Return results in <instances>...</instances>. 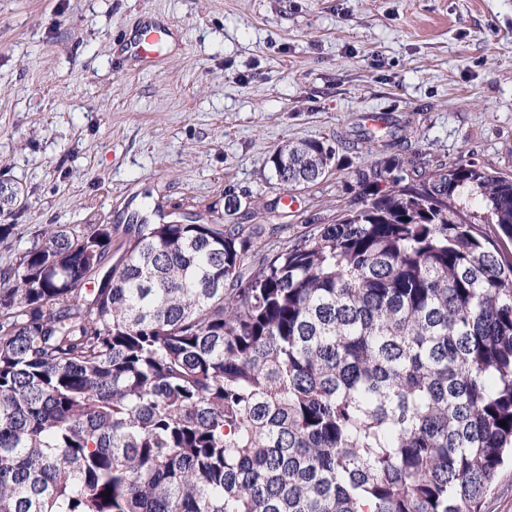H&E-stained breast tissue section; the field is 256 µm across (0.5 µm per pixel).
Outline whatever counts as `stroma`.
Here are the masks:
<instances>
[{"mask_svg":"<svg viewBox=\"0 0 512 512\" xmlns=\"http://www.w3.org/2000/svg\"><path fill=\"white\" fill-rule=\"evenodd\" d=\"M155 16L173 39L144 71L126 44ZM370 113L429 162L512 172V0H0V179L25 240L108 224L120 242L147 197L298 238L354 205L372 158L339 152L276 217L271 155Z\"/></svg>","mask_w":512,"mask_h":512,"instance_id":"35a3bbf8","label":"stroma"}]
</instances>
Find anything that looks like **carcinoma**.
<instances>
[{"instance_id": "cac0c4a2", "label": "carcinoma", "mask_w": 512, "mask_h": 512, "mask_svg": "<svg viewBox=\"0 0 512 512\" xmlns=\"http://www.w3.org/2000/svg\"><path fill=\"white\" fill-rule=\"evenodd\" d=\"M343 145L282 146L271 178L314 184ZM356 195L259 259L260 224L17 250L0 512H483L512 457V252L485 231L512 239V173L391 156Z\"/></svg>"}]
</instances>
